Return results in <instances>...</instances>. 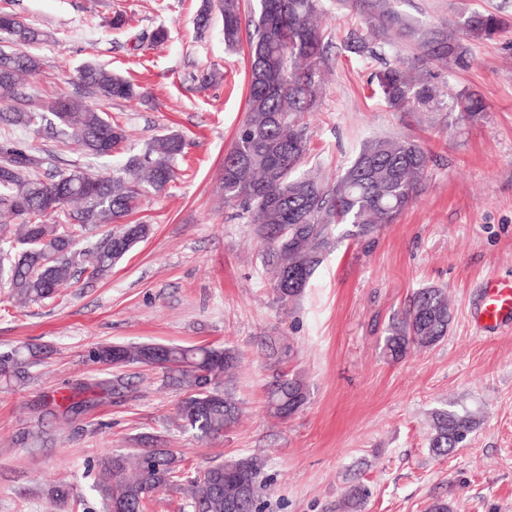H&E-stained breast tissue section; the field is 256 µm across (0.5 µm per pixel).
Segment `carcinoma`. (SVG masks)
<instances>
[{
	"instance_id": "obj_1",
	"label": "carcinoma",
	"mask_w": 512,
	"mask_h": 512,
	"mask_svg": "<svg viewBox=\"0 0 512 512\" xmlns=\"http://www.w3.org/2000/svg\"><path fill=\"white\" fill-rule=\"evenodd\" d=\"M339 2L360 18L368 34L392 32L412 41L423 60L459 69L473 60L467 41L490 39L503 26L499 15L487 12L474 13L448 31L422 29L399 11L398 0ZM215 9L222 17L224 43L233 47L246 35L250 57L247 109L224 155L221 192L224 202L246 214L265 243L264 263L273 274L278 301L287 305L302 293L335 230L347 225L343 236H368L393 223L417 198L429 179L430 156L410 136L377 137L363 143L332 185L300 171L311 140L304 114L315 111L323 89L321 0H256L245 24L241 0H203L196 18L199 34L207 31ZM0 33L17 45L0 50V101L15 102L0 112V124L36 131L58 125L65 143L84 157L119 160L110 175L90 173L76 164L67 172L44 173L45 159L31 146L12 138L0 141V279L6 282L10 302L36 305L83 275L101 278L147 236L145 225L135 235L126 234L125 221L141 198L163 191L176 178L185 140L179 134L161 135L134 152L125 126L79 98L60 100L42 112L25 109L24 89L42 68L29 48L43 41L44 32L11 7L0 6ZM347 43L358 55L382 61L373 79L390 109H436V87L415 78L404 59H386L383 45L354 30ZM80 81L85 91L105 100L140 96L138 85L101 66H84ZM457 105L469 118L484 111L482 102L466 90L458 95ZM62 184L59 208L64 222L50 224L44 220L46 198ZM99 227L105 228L100 237L91 235ZM450 321L446 291L421 289L391 323L385 355L397 361L414 350L434 347L447 336ZM42 355L40 348L29 345L0 351V382L22 386ZM91 359L110 367L117 363L161 368L186 394L187 405L177 407L179 427L201 438L221 434L240 419L238 403L223 388L237 367V353L230 347L110 343L93 348ZM104 392L122 400L130 386L120 379L83 380L61 395L57 406L63 415L75 417L94 407ZM266 398L273 413L286 420L305 404L307 389L299 376L279 373L267 386ZM474 425L465 410L434 412L430 450L438 457L449 455L466 444ZM265 468L264 458L248 455L186 470L177 467L170 449L153 443L134 458L123 453L101 458L95 490L106 512L115 503L126 505L127 512H144L163 489L181 493L191 512H260V502L270 490ZM244 477L253 485L246 499L239 497L238 489ZM365 501V489L353 485L343 507L362 512Z\"/></svg>"
}]
</instances>
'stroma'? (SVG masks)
<instances>
[{
  "label": "stroma",
  "instance_id": "1",
  "mask_svg": "<svg viewBox=\"0 0 512 512\" xmlns=\"http://www.w3.org/2000/svg\"><path fill=\"white\" fill-rule=\"evenodd\" d=\"M202 0H13L31 25L48 32L35 46L42 70L27 87L30 108L76 94L77 72L96 64L132 75L149 100L100 102L141 149L153 137L186 140L182 173L144 198L134 214L148 235L103 278L81 280L53 301L16 309L0 288V350L22 343L50 355L19 387L0 385V512H56L52 487L67 484L87 512H104L93 489L102 456L133 450L139 436H164L181 466L258 455L272 479L264 512H336L346 488L369 491L364 512H426L446 499L452 512H512V331L480 333L474 307L489 274L512 276V0H400L425 27H458L493 12L502 31L471 43L468 69L421 65L439 90L432 112H395L380 99L378 63L352 53L355 16L322 0L326 12L324 89L308 119L313 131L305 167L336 180L365 139L410 135L431 151L423 193L394 223L331 245L301 297L276 298L264 245L219 189L224 155L245 116L248 48L224 44L213 15L205 35ZM129 17L113 30L115 14ZM167 29L164 45L149 35ZM224 75L200 83L210 68ZM485 110L462 118L460 90ZM26 139L65 170L79 154L61 136L0 125V137ZM444 288L448 334L436 346L393 361L383 352L392 319L423 288ZM230 346L240 362L228 388L243 416L224 434L200 439L169 419L183 391L151 367L94 363L105 343ZM302 376L306 404L287 421L267 409L275 371ZM123 376L122 403L98 405L66 425L51 402L84 378ZM467 410L477 424L467 445L432 455L427 432L435 409ZM40 433L34 446L21 432Z\"/></svg>",
  "mask_w": 512,
  "mask_h": 512
}]
</instances>
